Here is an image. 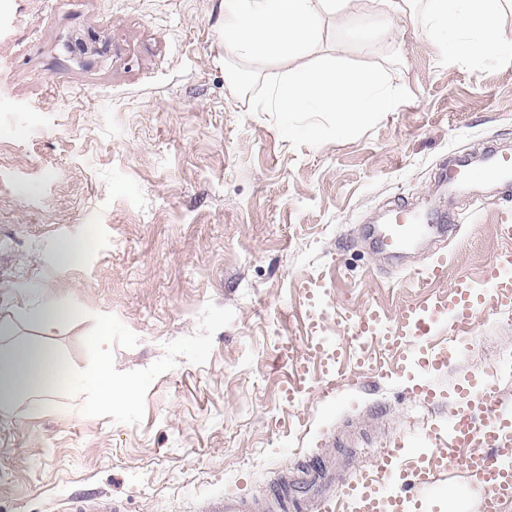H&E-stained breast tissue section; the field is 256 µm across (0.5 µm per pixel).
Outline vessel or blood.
Instances as JSON below:
<instances>
[{
	"instance_id": "vessel-or-blood-1",
	"label": "vessel or blood",
	"mask_w": 512,
	"mask_h": 512,
	"mask_svg": "<svg viewBox=\"0 0 512 512\" xmlns=\"http://www.w3.org/2000/svg\"><path fill=\"white\" fill-rule=\"evenodd\" d=\"M484 180L512 182V155L490 149L483 166L459 163L443 169L439 177L441 186L452 193ZM457 228L456 220L403 202L388 223L370 227L368 237L377 250L396 254L423 240H445ZM299 297L306 309L307 328L316 340L307 345L304 359L293 365L294 377L288 386L292 397L303 391L311 365L328 370L341 357L338 348L326 340L330 315L322 283L302 281ZM511 308L512 249L508 248L486 263L477 277L462 276L448 292L430 293L402 305L395 317H388L380 306L369 305L347 312L345 319L352 335L383 342L401 362L418 356L422 370L436 371L447 365L449 348L465 343L463 330L477 310ZM442 329L448 332V343H434ZM502 377L501 370L487 372L478 389L464 392L450 420L427 425L421 436L423 449H386L376 467L342 480L337 492L320 502L321 512H415L413 498L399 487L402 477L410 476L416 486L427 488L460 459L483 492L484 512H496L498 506L511 501L512 412L499 407ZM270 490L279 512H308L307 500L282 480H274ZM66 512H121V507L106 498L78 496L67 503Z\"/></svg>"
}]
</instances>
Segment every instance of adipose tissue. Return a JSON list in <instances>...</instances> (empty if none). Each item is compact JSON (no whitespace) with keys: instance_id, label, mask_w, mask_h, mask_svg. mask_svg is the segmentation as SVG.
I'll return each mask as SVG.
<instances>
[{"instance_id":"adipose-tissue-1","label":"adipose tissue","mask_w":512,"mask_h":512,"mask_svg":"<svg viewBox=\"0 0 512 512\" xmlns=\"http://www.w3.org/2000/svg\"><path fill=\"white\" fill-rule=\"evenodd\" d=\"M385 21L404 19L419 27L420 34L437 41L449 60L466 59L480 65L491 55L512 53V38L500 18L512 0H375ZM110 333L100 330L93 383L107 400H132L133 389L120 390L112 379ZM61 367L55 351L45 345L0 348V418L12 417L20 394L45 398Z\"/></svg>"}]
</instances>
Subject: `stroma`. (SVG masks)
I'll list each match as a JSON object with an SVG mask.
<instances>
[{"instance_id":"obj_1","label":"stroma","mask_w":512,"mask_h":512,"mask_svg":"<svg viewBox=\"0 0 512 512\" xmlns=\"http://www.w3.org/2000/svg\"><path fill=\"white\" fill-rule=\"evenodd\" d=\"M372 0L326 17L316 56L376 62L410 101L362 136L293 148L270 113L224 80V0H0V323L90 373L101 319L112 375L131 401L92 384L20 402L0 421V512H57L105 495L123 512H206L221 496L261 499L275 475L348 456L373 467L396 436L448 417L512 350V311H477L471 348L424 377L414 361L375 377L334 327L338 372L311 370L288 396L314 336L299 283L327 282L333 314L419 300L431 246L391 260L366 230L396 203L459 214L446 292L511 241L497 232L512 185L447 196L449 159L494 144L512 154V58L448 62L398 23L370 31ZM83 243L60 262L61 241ZM69 310L52 334L29 315ZM440 392L428 408L410 388Z\"/></svg>"}]
</instances>
